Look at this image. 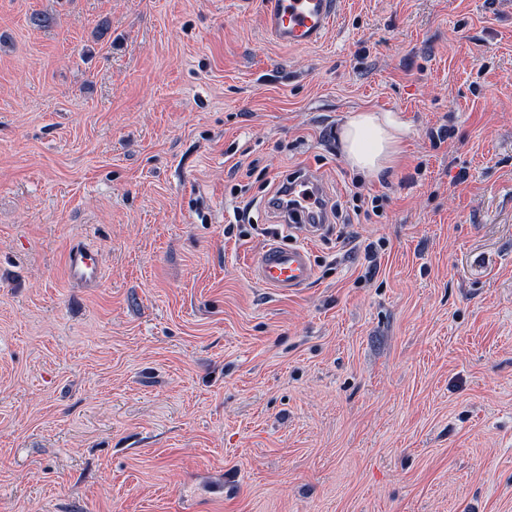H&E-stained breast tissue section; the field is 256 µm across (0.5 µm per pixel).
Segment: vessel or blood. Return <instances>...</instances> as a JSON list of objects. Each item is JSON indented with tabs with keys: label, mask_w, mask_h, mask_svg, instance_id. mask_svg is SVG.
<instances>
[{
	"label": "vessel or blood",
	"mask_w": 512,
	"mask_h": 512,
	"mask_svg": "<svg viewBox=\"0 0 512 512\" xmlns=\"http://www.w3.org/2000/svg\"><path fill=\"white\" fill-rule=\"evenodd\" d=\"M340 0H263L264 28L269 37L288 47L321 43L339 9ZM288 204L278 210L283 223L314 234L331 221V209L319 173L305 169L286 179ZM67 278L76 284L97 283L98 253L91 248L70 249L65 257ZM249 273L258 285L281 294L308 285L315 276L308 247L302 243L267 244L253 261Z\"/></svg>",
	"instance_id": "1"
}]
</instances>
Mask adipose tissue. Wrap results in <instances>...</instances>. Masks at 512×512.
<instances>
[{
    "mask_svg": "<svg viewBox=\"0 0 512 512\" xmlns=\"http://www.w3.org/2000/svg\"><path fill=\"white\" fill-rule=\"evenodd\" d=\"M405 134V127L391 113H350L341 130L345 159L354 170L380 175L393 166Z\"/></svg>",
    "mask_w": 512,
    "mask_h": 512,
    "instance_id": "1",
    "label": "adipose tissue"
}]
</instances>
